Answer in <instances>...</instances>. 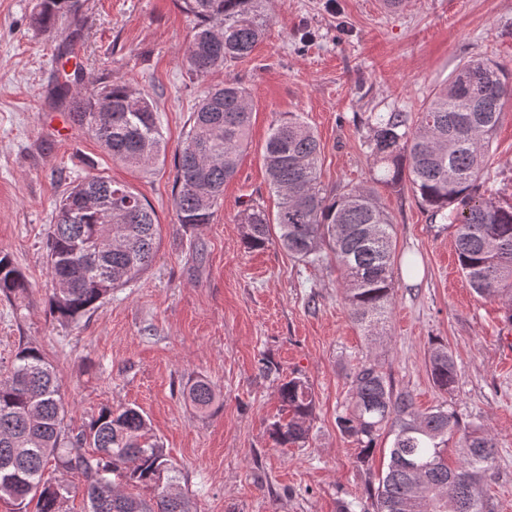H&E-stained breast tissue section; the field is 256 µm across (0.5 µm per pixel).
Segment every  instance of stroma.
Returning a JSON list of instances; mask_svg holds the SVG:
<instances>
[{
  "mask_svg": "<svg viewBox=\"0 0 512 512\" xmlns=\"http://www.w3.org/2000/svg\"><path fill=\"white\" fill-rule=\"evenodd\" d=\"M82 37L48 36L31 22L34 0H0V253L25 272L20 306L0 301V376L20 341L55 368L67 411L81 430L105 406H132L178 470L197 512H338L367 507L388 462L379 441L360 462L336 415L351 372L374 359L419 411L448 403L462 421L486 425L499 453L488 483L494 512H512V326L499 303L479 298L459 269L451 231L429 220L410 188L373 180L368 122L386 112L418 116L468 59L512 70V0H271L272 20L251 56L227 68L251 92L249 146L211 223L178 224L172 207L173 148L207 84L182 61L190 21L177 0H78ZM82 64L144 89L161 114L170 150L148 172L112 160L53 102L59 70ZM283 112L300 113L323 146L330 190H374L394 225V297L380 340L350 317L335 262L311 266L277 243L248 250L240 213L273 206L262 154ZM485 186L512 195V101L489 150ZM103 175L154 208L160 246L153 265L113 290L79 323L49 311L45 238L55 206L75 181ZM452 350L459 382L439 391L427 367L435 342ZM314 393L309 439L281 447L271 426L287 420L282 379ZM218 395L196 412L183 392L195 380Z\"/></svg>",
  "mask_w": 512,
  "mask_h": 512,
  "instance_id": "obj_1",
  "label": "stroma"
}]
</instances>
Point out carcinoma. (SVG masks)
<instances>
[{
	"mask_svg": "<svg viewBox=\"0 0 512 512\" xmlns=\"http://www.w3.org/2000/svg\"><path fill=\"white\" fill-rule=\"evenodd\" d=\"M268 0H180L192 36L183 53L199 77L247 58L270 22ZM76 12L75 0H38L33 23L52 33L59 17ZM84 80L75 66L62 71L54 96L73 123L101 148L134 168L148 169L166 152L160 113L140 88L103 76ZM512 72L488 58L463 63L434 93L416 120L389 112L368 123L367 147L376 162L374 181L410 186L419 204L452 229L461 273L482 299L498 302L512 325V200L484 189V170ZM250 93L226 79L210 85L196 103L185 140L175 153L173 208L179 224L211 222L224 185L238 172L247 149ZM276 210L247 206L239 215L243 244L262 249L272 240L299 261L324 262L333 254L343 297L366 335H379L390 313L394 228L375 193L351 187L333 193L319 176L321 144L296 112L273 125L263 154ZM157 218L146 200L105 176L79 181L60 198L46 240L52 283L51 313L76 323L111 294L139 278L157 251ZM276 238H271L272 228ZM29 281L8 254H0V297L21 299ZM428 366L434 385L448 393L459 371L448 345H433ZM352 394L336 416L340 432L369 461L378 440L390 438L385 475L374 488V512H491L483 486L492 475L498 440L491 430L461 422L446 405L427 412L413 396L396 392L381 367L365 361L351 376ZM288 421L272 424L276 444H306L314 396L306 379L292 377L278 389ZM200 411L216 402L211 385L197 380L184 392ZM66 410L53 366L40 349L21 344L9 374L0 379V500L15 512H64L69 488L45 475L46 465L77 471L86 480L90 512H196L183 493L168 494L177 477L148 419L135 407H103L81 432L65 426ZM458 449L454 462L448 449ZM131 482L157 491L146 499L125 492Z\"/></svg>",
	"mask_w": 512,
	"mask_h": 512,
	"instance_id": "obj_1",
	"label": "carcinoma"
}]
</instances>
